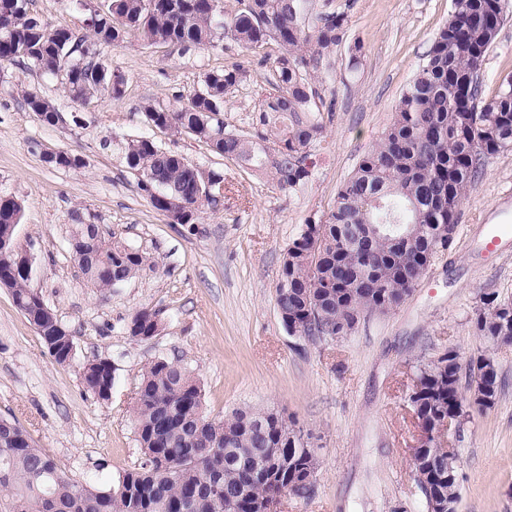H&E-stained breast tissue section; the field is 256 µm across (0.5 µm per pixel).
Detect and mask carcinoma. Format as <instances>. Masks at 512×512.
Wrapping results in <instances>:
<instances>
[{
	"mask_svg": "<svg viewBox=\"0 0 512 512\" xmlns=\"http://www.w3.org/2000/svg\"><path fill=\"white\" fill-rule=\"evenodd\" d=\"M29 0H0V64L7 62L57 80L76 100L122 96L124 83L112 82L113 70L93 63L97 42L115 46L127 36L176 48L182 52L200 45L216 46L224 39L251 49L268 43L280 47L274 61L273 92L252 119V132L224 129L219 115L238 84L234 66L204 74L200 87L182 106L146 102V123L176 134L186 133L208 144L241 170L265 174L281 189L305 185L317 166L310 147L319 141L333 117L324 108L319 84L329 67L328 55L342 42L348 26L345 12L313 13L312 0H243L244 8L224 11L223 0H109L96 14L88 32L51 28L29 13ZM506 19L505 0H453L447 23L436 34L425 62L398 100L394 117L379 142L362 156L353 174L336 194L325 220H306L288 244L280 262L275 302L287 331L304 338L348 333L355 314H385L397 309L424 276L433 257L452 243L441 232L457 224L460 205L470 185L483 173L489 157L512 149V76L497 94L483 98L481 66ZM24 107L43 116L50 126L56 107L37 91L25 90ZM277 141L270 157L263 144ZM126 166L138 174V187L153 207L168 211L153 191L150 176L160 173L167 196L184 203L171 224H192L204 207L218 203L203 197L204 185L195 165L162 148L149 137L126 141ZM24 207L16 196L0 193V239L14 238ZM90 225H72L73 256L92 252L83 262L88 283L110 291L145 269L151 257L115 236L89 235ZM17 255L0 251V281L24 315L35 317L40 337L59 365L73 361L64 349L75 344L73 332L66 348L56 347L55 310L29 286ZM501 302L483 300L474 324L491 346L512 341V311ZM159 314L142 308L128 331L140 340L160 334ZM416 377L422 388L413 399L418 418L465 410L469 398L461 389V373L450 352L440 364L424 363ZM114 367L107 360L82 369L86 391L101 398L112 390ZM488 401L474 408L486 411L496 404L499 383L494 371L485 380ZM135 433L142 456L106 487L72 479L38 448L16 421L0 419V491L7 493L3 512H181L194 500V512H252V503L271 495L272 482L251 483L252 499L228 498L246 477L242 463L224 455L216 430L205 429L200 382L182 364L151 362L142 375L133 409ZM262 411L239 409L214 421L237 429L233 449L248 461L264 460L267 439L288 419L268 416L270 431L255 432L251 422ZM449 512H457L459 484L431 488Z\"/></svg>",
	"mask_w": 512,
	"mask_h": 512,
	"instance_id": "carcinoma-1",
	"label": "carcinoma"
}]
</instances>
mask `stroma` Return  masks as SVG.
Wrapping results in <instances>:
<instances>
[{"label": "stroma", "instance_id": "1", "mask_svg": "<svg viewBox=\"0 0 512 512\" xmlns=\"http://www.w3.org/2000/svg\"><path fill=\"white\" fill-rule=\"evenodd\" d=\"M102 0H30L53 27H80ZM347 11L348 30L331 55L320 91L335 118L314 151L318 164L303 190L242 172L188 135L150 128L146 101L179 106L204 73L239 66L227 96L226 130L250 132L274 80L276 46L257 51L233 40L183 53L128 37L99 45L101 59L126 76L119 100L81 104L57 81L0 65V191L18 197L15 230L32 255L30 283L74 332L77 353L58 365L34 327L0 288V418L17 420L75 480L107 485L141 455L132 407L145 367L180 359L200 381L205 412L272 409L293 421L317 453L312 495L288 498L284 512H425L411 453L419 425L408 400L420 362L454 350L466 364L486 348L473 320L484 298L512 299V239L487 252L484 228L512 225V150L491 156L463 202L453 241L426 276L388 314L362 316L336 339L289 335L275 295L281 255L310 218H326L336 192L392 120L394 107L424 61L452 0H313ZM512 74V5L482 64L483 96ZM37 90L62 113L56 127L22 104ZM153 138L187 161L224 174V197L196 223L171 224L142 195L119 145ZM111 148H104V140ZM49 151L81 158L61 168ZM104 234L120 235L153 257V269L101 294L82 276L71 251L73 212ZM164 328L152 340L130 336L141 308ZM500 392L495 406L469 412L451 439L459 454L458 512H512V344L494 350ZM115 368L112 397L101 401L82 384L86 361Z\"/></svg>", "mask_w": 512, "mask_h": 512}]
</instances>
